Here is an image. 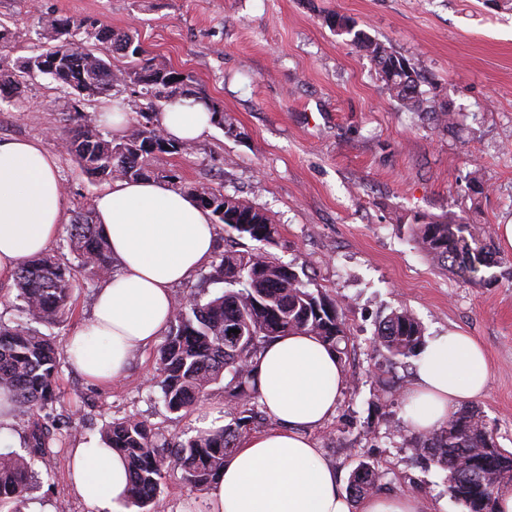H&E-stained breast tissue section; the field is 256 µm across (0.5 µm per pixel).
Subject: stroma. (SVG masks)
<instances>
[{
    "label": "stroma",
    "instance_id": "35a3bbf8",
    "mask_svg": "<svg viewBox=\"0 0 512 512\" xmlns=\"http://www.w3.org/2000/svg\"><path fill=\"white\" fill-rule=\"evenodd\" d=\"M89 16L137 35L156 62L191 77V90L224 109L192 150L156 154L158 175L176 173L267 212L280 227L271 251L310 289L335 300L350 338L342 363L349 381L335 414L312 437L342 479L359 461L378 464L387 494L413 492L428 512H465L446 473L421 458L403 391L416 355L388 363L375 330L392 310L408 309L425 338L462 332L484 347L490 389L475 404L500 448L512 452V249L498 227L512 224V10L495 0H0L11 41L0 61L31 55L44 14ZM344 16L414 68L421 91L449 108L439 126L400 106L374 64L338 34ZM122 104L135 117L146 100L118 86L76 100L51 77H26L0 99V139L44 142L58 157L67 216L92 209L109 183L88 176L62 149L74 128L68 114L100 124ZM486 191L472 193V183ZM460 216L493 266L477 278L438 267L410 237L414 215ZM99 279L78 274L72 313L44 327L63 342L91 313ZM156 347L137 353L109 385L87 381L68 362L57 374L59 398L46 409L58 431L52 452L35 462L37 482L23 512H88L70 481L77 445L103 426L132 416L171 440L189 439L224 417L217 384L190 410L170 413L156 384ZM392 394L381 398L382 384ZM164 512H206L203 492L180 471L161 483Z\"/></svg>",
    "mask_w": 512,
    "mask_h": 512
}]
</instances>
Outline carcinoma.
Returning <instances> with one entry per match:
<instances>
[{"instance_id": "carcinoma-1", "label": "carcinoma", "mask_w": 512, "mask_h": 512, "mask_svg": "<svg viewBox=\"0 0 512 512\" xmlns=\"http://www.w3.org/2000/svg\"><path fill=\"white\" fill-rule=\"evenodd\" d=\"M91 31L92 39L133 59L124 69L112 68L109 58L66 40L77 31ZM352 43L378 68L386 88L403 107L448 125V110L427 105L414 69L404 57L372 38L365 30L350 27ZM45 59L46 75L78 96L109 94L116 84L141 88L147 98L129 134L114 139L89 123L78 125L66 149L83 169L100 179L137 180L151 177L155 153H186L192 145L164 133L160 114L164 103L179 94L191 76L147 57L131 32H115L89 17L45 16L40 20L39 45L32 55L0 68V93L15 95L30 65ZM217 221L240 237L255 242L245 251L226 252L216 263L211 280L221 283V294L206 301L191 295L192 302L176 308L170 332L156 356L157 384L167 409L180 413L207 395L208 388L229 377L224 397L229 423L202 431L186 441L172 443L158 436L145 420L115 419L103 430L108 447L118 451L130 470V497L140 512H155L166 469L181 470L182 480L194 490L212 484L224 472V459L251 431L267 422L259 409L252 360L268 341L290 333L311 334L347 355L349 337L338 313V304L320 291H312L268 247L277 242L279 225L263 210L223 192L181 186ZM224 199V216L206 198ZM468 225L453 216L429 220L414 216L413 239L431 259L451 264L475 277L489 266L490 251L473 247ZM74 262L65 264L50 254L35 257L16 274L21 312L25 322L0 320V390L12 394L14 415L23 423L27 456L0 454V510L21 512L34 461L52 452L56 443L54 423L34 419L36 412L57 399L56 377L64 349L32 327L52 326L71 311L72 281L78 272L96 278L112 274V253L92 213H80L70 225ZM240 333L234 334L232 330ZM423 330L405 308L386 315L378 325L377 348L386 360L405 357L423 346ZM417 451L430 456L447 472L448 489L467 512H495L496 494L512 482V452L497 446L482 412L462 410L446 425L420 435ZM382 474L362 461L352 471L348 492L352 498L381 489Z\"/></svg>"}]
</instances>
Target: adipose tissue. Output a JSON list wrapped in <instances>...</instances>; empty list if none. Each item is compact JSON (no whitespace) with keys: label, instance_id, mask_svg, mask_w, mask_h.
I'll list each match as a JSON object with an SVG mask.
<instances>
[{"label":"adipose tissue","instance_id":"adipose-tissue-1","mask_svg":"<svg viewBox=\"0 0 512 512\" xmlns=\"http://www.w3.org/2000/svg\"><path fill=\"white\" fill-rule=\"evenodd\" d=\"M161 124L172 138L203 137L212 127L204 105L179 97ZM54 152L26 139L0 140V282L24 261L47 253L67 220ZM95 220L120 269L103 280L93 314L70 336L65 354L86 378L108 384L134 352L158 341L174 314L173 286L188 280L215 249L210 211L154 180L118 179L94 200ZM258 399L273 425L242 442L224 474L205 492L208 512H428L412 493L351 500L312 439L336 412L348 377L337 354L315 336L289 334L253 361ZM486 353L472 336L453 333L423 348L403 394L409 424L426 433L448 423L461 404L489 388ZM71 482L89 512H131L121 455L92 441L73 453Z\"/></svg>","mask_w":512,"mask_h":512}]
</instances>
